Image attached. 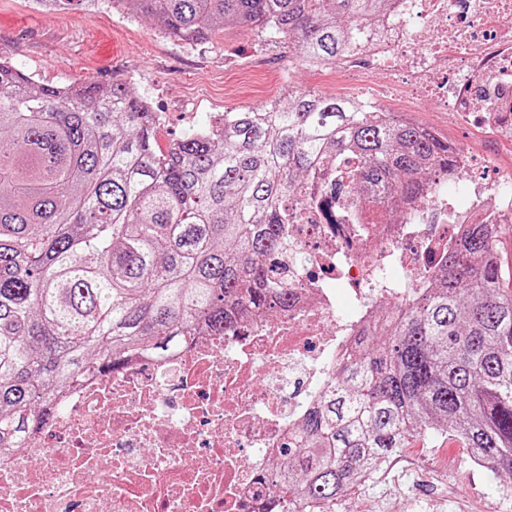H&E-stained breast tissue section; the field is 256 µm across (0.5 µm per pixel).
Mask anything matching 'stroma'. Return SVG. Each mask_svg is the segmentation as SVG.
<instances>
[{
  "label": "stroma",
  "mask_w": 512,
  "mask_h": 512,
  "mask_svg": "<svg viewBox=\"0 0 512 512\" xmlns=\"http://www.w3.org/2000/svg\"><path fill=\"white\" fill-rule=\"evenodd\" d=\"M111 37L121 41L115 58L102 50ZM0 57L57 86L125 81L162 116L156 135L162 148L213 115L278 98L288 84L327 95H360L378 110L409 117L448 139L482 171L512 170V145L484 129L468 128L452 113L430 111L405 91L383 88L381 78L363 73L349 82L338 78L335 66L301 65L287 45L234 23L190 46L160 34L150 18L116 10L111 0H103L92 15L0 0ZM336 512H512V478L473 465L469 449L453 433L415 437L371 482L338 503Z\"/></svg>",
  "instance_id": "35a3bbf8"
}]
</instances>
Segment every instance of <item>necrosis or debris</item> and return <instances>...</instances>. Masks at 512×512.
Returning <instances> with one entry per match:
<instances>
[{
  "instance_id": "necrosis-or-debris-1",
  "label": "necrosis or debris",
  "mask_w": 512,
  "mask_h": 512,
  "mask_svg": "<svg viewBox=\"0 0 512 512\" xmlns=\"http://www.w3.org/2000/svg\"><path fill=\"white\" fill-rule=\"evenodd\" d=\"M512 143V0H391L339 63ZM466 204L439 189L403 224H356L313 179L275 263L287 307L223 336L126 360L68 392L0 464V512H263L297 435L358 330L428 280L464 225L512 222V180L461 160Z\"/></svg>"
}]
</instances>
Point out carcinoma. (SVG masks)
I'll use <instances>...</instances> for the list:
<instances>
[{
  "instance_id": "cac0c4a2",
  "label": "carcinoma",
  "mask_w": 512,
  "mask_h": 512,
  "mask_svg": "<svg viewBox=\"0 0 512 512\" xmlns=\"http://www.w3.org/2000/svg\"><path fill=\"white\" fill-rule=\"evenodd\" d=\"M36 9L98 0H32ZM188 45L228 22L336 63L389 0H112ZM161 116L127 84L56 86L0 59V461L36 433L55 394L167 353L288 291L267 259L288 245L308 184L336 168L361 223L377 198H425L456 171L448 140L391 112L293 91L224 113L167 151ZM503 228L473 224L414 298L386 311L336 368L278 457L266 512H333L409 439L455 432L495 475H512V291ZM504 288L512 286V232H503L497 244Z\"/></svg>"
}]
</instances>
